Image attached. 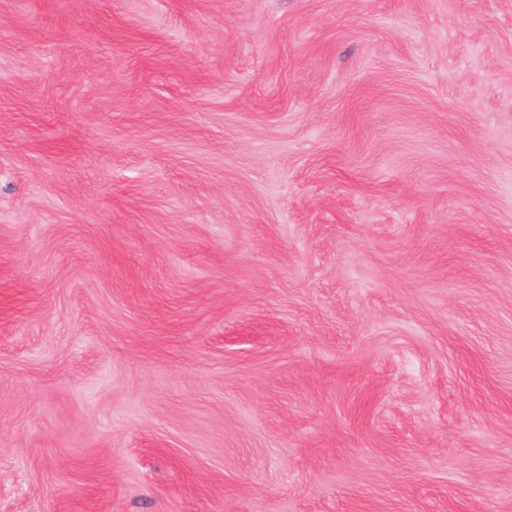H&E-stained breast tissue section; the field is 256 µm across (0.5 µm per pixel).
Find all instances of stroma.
I'll list each match as a JSON object with an SVG mask.
<instances>
[{"label": "stroma", "mask_w": 512, "mask_h": 512, "mask_svg": "<svg viewBox=\"0 0 512 512\" xmlns=\"http://www.w3.org/2000/svg\"><path fill=\"white\" fill-rule=\"evenodd\" d=\"M0 512H512V0H0Z\"/></svg>", "instance_id": "obj_1"}]
</instances>
